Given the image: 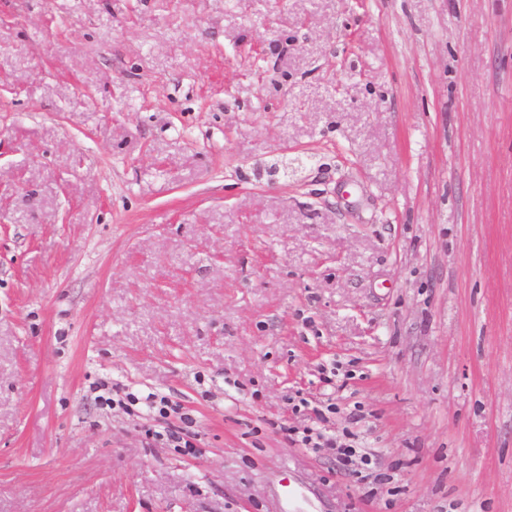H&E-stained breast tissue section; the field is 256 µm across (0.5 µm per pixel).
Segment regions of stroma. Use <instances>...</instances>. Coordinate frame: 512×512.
Listing matches in <instances>:
<instances>
[{
	"label": "stroma",
	"instance_id": "35a3bbf8",
	"mask_svg": "<svg viewBox=\"0 0 512 512\" xmlns=\"http://www.w3.org/2000/svg\"><path fill=\"white\" fill-rule=\"evenodd\" d=\"M290 487L512 512V0H0V512Z\"/></svg>",
	"mask_w": 512,
	"mask_h": 512
}]
</instances>
